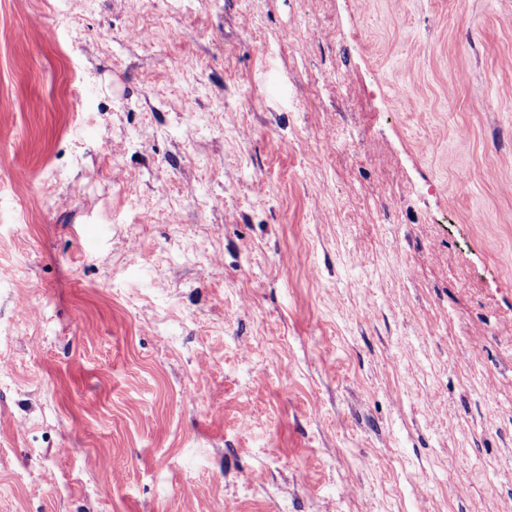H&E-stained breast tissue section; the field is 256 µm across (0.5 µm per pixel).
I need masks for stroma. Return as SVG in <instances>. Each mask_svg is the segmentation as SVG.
<instances>
[{"instance_id":"stroma-1","label":"stroma","mask_w":512,"mask_h":512,"mask_svg":"<svg viewBox=\"0 0 512 512\" xmlns=\"http://www.w3.org/2000/svg\"><path fill=\"white\" fill-rule=\"evenodd\" d=\"M0 512H512V0H0Z\"/></svg>"}]
</instances>
